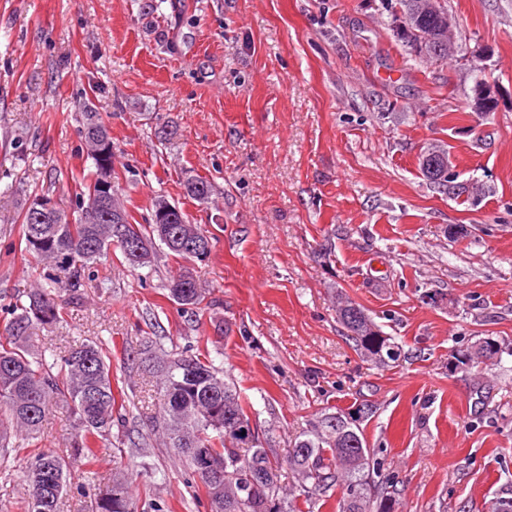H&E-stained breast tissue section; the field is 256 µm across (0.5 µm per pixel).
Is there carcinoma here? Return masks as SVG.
<instances>
[{
	"label": "carcinoma",
	"mask_w": 512,
	"mask_h": 512,
	"mask_svg": "<svg viewBox=\"0 0 512 512\" xmlns=\"http://www.w3.org/2000/svg\"><path fill=\"white\" fill-rule=\"evenodd\" d=\"M399 2L397 37L412 46L422 38L425 50H416V55L431 62L448 60V5L437 11L426 0ZM79 109L85 143L101 144V156H92V172L80 193L87 200L77 205L66 224L31 222V204L47 197L45 193L22 203L19 249L46 264L49 272L44 282L0 307L9 315L0 329V471L11 468L8 435L15 434L23 444L35 443L53 403L63 400L71 405L78 426L71 454L41 451L26 466V512H60L62 498L76 476L84 487L95 485L93 445L99 441L122 455L123 449L112 443V428L124 421L107 363L109 342H82L59 356L52 347L33 349L30 331L63 322L62 302L83 301L86 270L111 246L119 247L133 268L150 264L151 246L159 238V207L166 202L157 197L150 221L134 224L114 184L112 210L121 214L123 224H112L105 210L89 213L101 180L115 179V153L101 113L88 101ZM183 186L199 202L212 199L214 186L204 178L190 175ZM166 289L180 311L199 317L206 289L189 267L169 277ZM336 314L347 339L363 357L383 366L399 361L401 351L394 338L358 304L340 297ZM501 352L499 341L489 336L479 345L471 343L459 351L468 357L464 372L489 365L488 359ZM140 355L156 374L159 391L152 432L181 461L191 484L204 490L209 512H301L298 497H323L334 487L342 490V512H394L395 491L375 480L378 462L356 424L338 414H321L310 430L295 439V450L285 464L296 482L285 488L282 463L271 458L264 439L256 435L247 440L236 430V422L249 415L222 365L199 352L175 356L152 343L143 345ZM200 448L207 449L211 461L222 468V481H215L205 470ZM95 512H138L128 475L112 480V488L97 499Z\"/></svg>",
	"instance_id": "obj_1"
}]
</instances>
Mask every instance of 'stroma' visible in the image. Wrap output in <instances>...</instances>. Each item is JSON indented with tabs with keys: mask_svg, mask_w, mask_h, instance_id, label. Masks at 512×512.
Instances as JSON below:
<instances>
[{
	"mask_svg": "<svg viewBox=\"0 0 512 512\" xmlns=\"http://www.w3.org/2000/svg\"><path fill=\"white\" fill-rule=\"evenodd\" d=\"M465 48L421 61L392 31L399 0H0V184L45 191L73 212L90 167L78 104L91 98L116 149L135 221L166 196L212 237L193 262L208 294L189 321L164 284L181 260L156 245L153 270L110 250L91 268L82 305L35 349L103 338L123 382L122 462L97 452L98 481H73L63 512H95L117 472L135 471L139 512H208L169 449L157 444L154 378L136 352L208 348L278 460L324 412L360 404L398 512H486L512 499V0H448ZM498 86V110L471 130L476 74ZM177 127L169 145L154 136ZM450 146L465 201L423 176L427 147ZM212 182L208 204L182 186ZM21 219L0 206V305L41 282L18 249ZM346 294L402 349L363 360L336 319ZM505 351L480 376L448 360L476 338ZM75 417L54 406L39 447L67 452ZM19 450L0 474V512H23Z\"/></svg>",
	"mask_w": 512,
	"mask_h": 512,
	"instance_id": "stroma-1",
	"label": "stroma"
}]
</instances>
